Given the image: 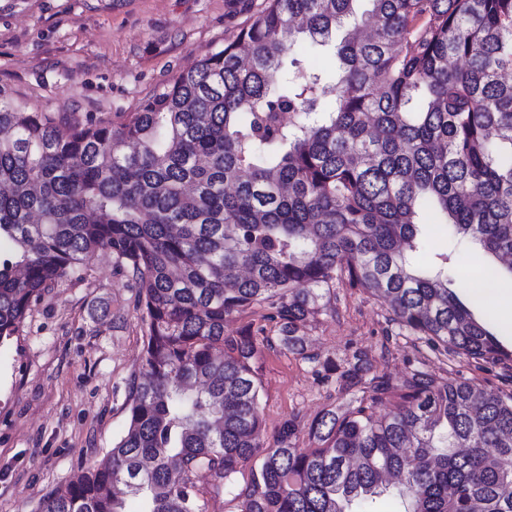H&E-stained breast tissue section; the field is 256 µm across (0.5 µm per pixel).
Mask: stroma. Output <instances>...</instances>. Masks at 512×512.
Wrapping results in <instances>:
<instances>
[{
	"mask_svg": "<svg viewBox=\"0 0 512 512\" xmlns=\"http://www.w3.org/2000/svg\"><path fill=\"white\" fill-rule=\"evenodd\" d=\"M266 0H0V92L45 112L110 117L250 22ZM375 297L337 287L309 332V358L261 346L264 443L295 420L307 426L336 400L323 364L361 354L400 382L419 369L512 391V361L484 367L388 325ZM144 336L128 279L97 252L84 280L33 303L0 346V512H35L46 492L101 462L129 423L128 382Z\"/></svg>",
	"mask_w": 512,
	"mask_h": 512,
	"instance_id": "stroma-1",
	"label": "stroma"
}]
</instances>
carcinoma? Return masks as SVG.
<instances>
[{
	"label": "carcinoma",
	"instance_id": "cac0c4a2",
	"mask_svg": "<svg viewBox=\"0 0 512 512\" xmlns=\"http://www.w3.org/2000/svg\"><path fill=\"white\" fill-rule=\"evenodd\" d=\"M358 2L268 0L111 119L0 93V344L99 250L145 333L110 462L37 512H209L226 494L237 512H360L394 489L401 512H512V394L467 379L394 384L327 362L336 404L308 424L313 448L292 420L259 438V343L313 359L305 330L338 285L383 298L435 350L512 361L475 294L460 300L448 253L413 260L425 207L512 254V0ZM300 38L334 69L296 57ZM257 305L278 336L224 334Z\"/></svg>",
	"mask_w": 512,
	"mask_h": 512
}]
</instances>
